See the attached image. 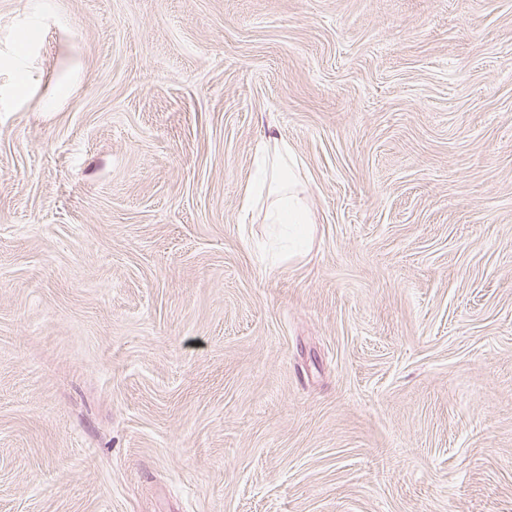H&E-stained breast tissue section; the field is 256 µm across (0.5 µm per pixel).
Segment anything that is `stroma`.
<instances>
[{
	"label": "stroma",
	"instance_id": "obj_1",
	"mask_svg": "<svg viewBox=\"0 0 512 512\" xmlns=\"http://www.w3.org/2000/svg\"><path fill=\"white\" fill-rule=\"evenodd\" d=\"M0 512H512V0H0ZM260 160L262 176L245 185V204L251 205L255 199L263 197L268 203L265 218L270 224L287 226L299 241H305L310 218L295 187L296 162L288 142L276 141L272 149L264 144L260 148Z\"/></svg>",
	"mask_w": 512,
	"mask_h": 512
}]
</instances>
